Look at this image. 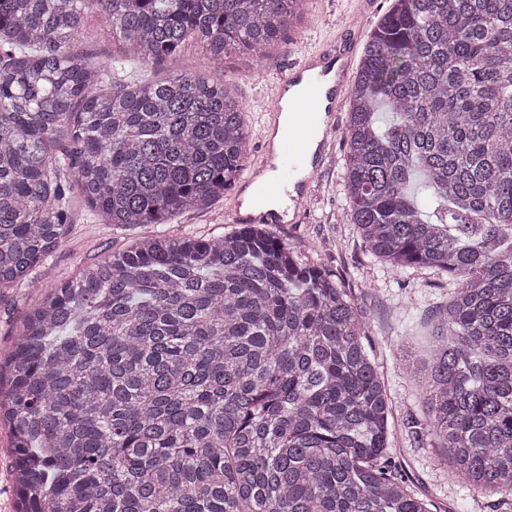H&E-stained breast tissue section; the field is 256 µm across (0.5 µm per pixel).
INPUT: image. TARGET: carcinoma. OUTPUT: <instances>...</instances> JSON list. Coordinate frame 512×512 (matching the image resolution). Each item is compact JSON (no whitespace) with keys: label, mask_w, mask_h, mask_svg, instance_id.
Here are the masks:
<instances>
[{"label":"carcinoma","mask_w":512,"mask_h":512,"mask_svg":"<svg viewBox=\"0 0 512 512\" xmlns=\"http://www.w3.org/2000/svg\"><path fill=\"white\" fill-rule=\"evenodd\" d=\"M310 0H0V289L38 287L74 189L133 247L42 294L0 360L16 512H440L390 452L349 289L262 224L152 226L235 189L245 106L202 73L77 60L85 15L139 63L188 40L268 57ZM342 178L365 251L446 275L421 338L418 436L512 496V0H391L347 100Z\"/></svg>","instance_id":"cac0c4a2"}]
</instances>
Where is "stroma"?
Listing matches in <instances>:
<instances>
[{
	"mask_svg": "<svg viewBox=\"0 0 512 512\" xmlns=\"http://www.w3.org/2000/svg\"><path fill=\"white\" fill-rule=\"evenodd\" d=\"M390 0H313L308 14L286 44L272 50L265 60L254 63L236 57L215 67L197 42H188L176 58L137 68L138 76L157 79L175 71L216 73L231 86L246 108L249 161H257L260 149L257 133L264 123V105L273 83L287 72L307 50H321L342 44L348 37L340 19L356 15L364 30H371L385 14ZM78 59H108L122 52L104 20L86 15L79 38L69 48ZM346 163L343 134H336L329 166L315 179L314 191L305 203L298 222L270 225L275 236L289 245L305 249L311 262L333 274L351 294L366 321L367 343L378 361L392 403L393 442L396 465L407 476L412 491L432 499L445 512H505L493 493L478 494L458 478L449 476L429 438L409 432L411 416L421 415L417 382L401 362L398 345L401 329L409 320L421 319L424 311L442 301L448 293L446 278L428 271L396 274L366 253L350 223L342 192ZM238 191L207 206L173 217L159 225L166 236L217 237L232 232L228 216ZM139 236L138 229H113L93 212L81 197H74L72 220L54 252L35 270L37 287L23 284L0 291V357L7 356L16 342L17 330L30 307L46 290L75 280L80 269L108 255L129 248Z\"/></svg>",
	"mask_w": 512,
	"mask_h": 512,
	"instance_id": "1",
	"label": "stroma"
}]
</instances>
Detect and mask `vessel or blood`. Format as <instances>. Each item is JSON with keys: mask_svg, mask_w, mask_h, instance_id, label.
<instances>
[{"mask_svg": "<svg viewBox=\"0 0 512 512\" xmlns=\"http://www.w3.org/2000/svg\"><path fill=\"white\" fill-rule=\"evenodd\" d=\"M352 49L337 55L318 52L308 55L300 67L290 71L277 83L267 110L269 126H276L282 110H289L293 119L282 136L278 151L281 167L275 180L260 182L253 197V213L245 214L233 210L231 219L237 224H251L259 219L258 212L267 197L280 194L288 199L293 211L313 192L312 178L326 164L328 137L335 131V118L342 102L349 95L347 73L352 60ZM304 82V90L292 100H285L289 84ZM309 168L311 177L296 181L302 168Z\"/></svg>", "mask_w": 512, "mask_h": 512, "instance_id": "obj_1", "label": "vessel or blood"}]
</instances>
